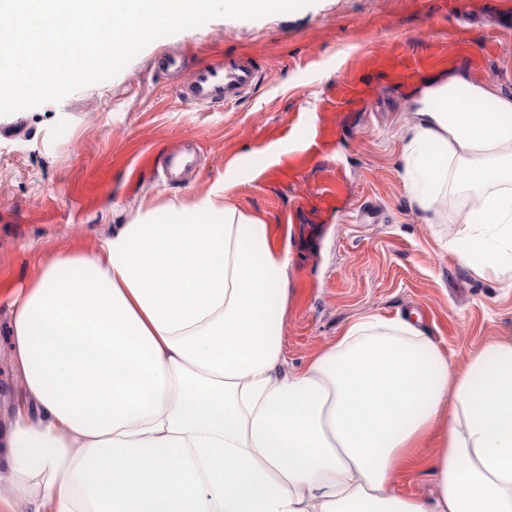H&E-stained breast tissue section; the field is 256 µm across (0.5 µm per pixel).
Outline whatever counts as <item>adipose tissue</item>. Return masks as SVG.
Masks as SVG:
<instances>
[{
    "instance_id": "adipose-tissue-1",
    "label": "adipose tissue",
    "mask_w": 512,
    "mask_h": 512,
    "mask_svg": "<svg viewBox=\"0 0 512 512\" xmlns=\"http://www.w3.org/2000/svg\"><path fill=\"white\" fill-rule=\"evenodd\" d=\"M458 88L425 90L403 178L437 219L466 193L448 248L512 274V97ZM290 261L217 193L44 259L10 305L0 512H512V336L458 369L368 315L291 370ZM417 469L432 497L400 493Z\"/></svg>"
}]
</instances>
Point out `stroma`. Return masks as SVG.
<instances>
[{
	"label": "stroma",
	"mask_w": 512,
	"mask_h": 512,
	"mask_svg": "<svg viewBox=\"0 0 512 512\" xmlns=\"http://www.w3.org/2000/svg\"><path fill=\"white\" fill-rule=\"evenodd\" d=\"M168 51L191 66L245 53L259 80L219 110L187 103L152 69ZM397 56L432 65L402 77ZM451 77L512 95V0H308L258 19L214 18L152 41L108 80L0 116V425L21 387L8 305L41 258L95 244L170 199L193 203L233 172L227 203L268 224L272 242L292 234L290 369L365 315L416 313L459 366L512 334V284L458 263L446 247L457 225L427 223L401 175L417 99ZM352 83L359 93L344 94ZM183 144L199 164L168 180L161 164ZM364 206L375 223L361 221Z\"/></svg>",
	"instance_id": "35a3bbf8"
}]
</instances>
